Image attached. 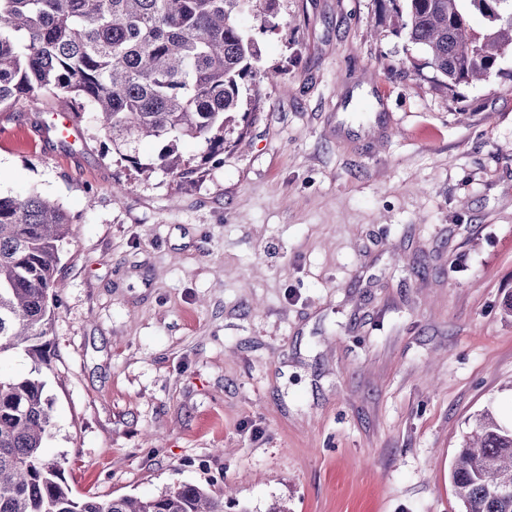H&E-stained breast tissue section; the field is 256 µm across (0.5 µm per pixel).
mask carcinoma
<instances>
[{"label": "carcinoma", "instance_id": "1", "mask_svg": "<svg viewBox=\"0 0 512 512\" xmlns=\"http://www.w3.org/2000/svg\"><path fill=\"white\" fill-rule=\"evenodd\" d=\"M279 0H0V108L38 92L95 112L117 159L137 173L185 179L224 154L239 123L242 88L258 77L259 41L241 23L251 13L276 29ZM396 31L422 45L452 87L490 75L512 50V0H392ZM485 21L474 27V17ZM162 144L144 161L137 145ZM203 146L197 168L179 145ZM72 223L40 195L0 196V359L19 352L28 375L0 374V512H224L193 484L153 497L79 495L61 462L45 375L50 291L59 243ZM455 458L452 480L465 512H512V428L489 411Z\"/></svg>", "mask_w": 512, "mask_h": 512}]
</instances>
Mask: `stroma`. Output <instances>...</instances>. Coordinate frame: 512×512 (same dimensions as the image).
Masks as SVG:
<instances>
[{
  "mask_svg": "<svg viewBox=\"0 0 512 512\" xmlns=\"http://www.w3.org/2000/svg\"><path fill=\"white\" fill-rule=\"evenodd\" d=\"M393 15L279 0L260 65L288 83L190 180L121 166L69 101L0 111V194L73 221L47 452L77 494L463 512L476 414L512 427V53L451 88Z\"/></svg>",
  "mask_w": 512,
  "mask_h": 512,
  "instance_id": "stroma-1",
  "label": "stroma"
}]
</instances>
